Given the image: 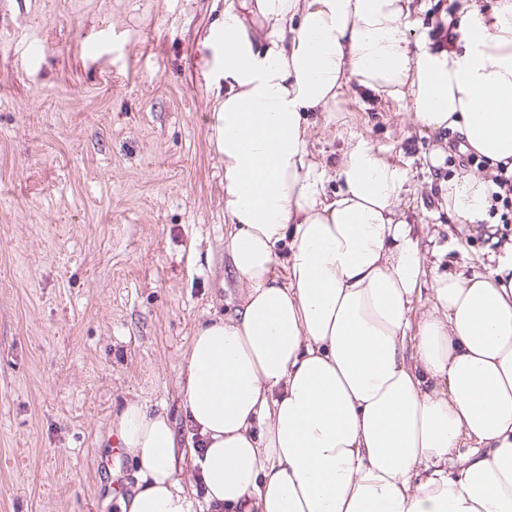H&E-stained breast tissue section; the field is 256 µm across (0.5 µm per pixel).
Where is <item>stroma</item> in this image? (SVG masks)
Masks as SVG:
<instances>
[{
	"instance_id": "obj_1",
	"label": "stroma",
	"mask_w": 512,
	"mask_h": 512,
	"mask_svg": "<svg viewBox=\"0 0 512 512\" xmlns=\"http://www.w3.org/2000/svg\"><path fill=\"white\" fill-rule=\"evenodd\" d=\"M215 0H0V512H114L136 484L112 425L126 402L187 431L197 326L233 315L224 173L200 34ZM331 173L361 137L408 163L401 210L426 253L490 272L503 249L436 202L447 148L409 104L360 85L311 117Z\"/></svg>"
}]
</instances>
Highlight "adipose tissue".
I'll return each instance as SVG.
<instances>
[{
  "label": "adipose tissue",
  "mask_w": 512,
  "mask_h": 512,
  "mask_svg": "<svg viewBox=\"0 0 512 512\" xmlns=\"http://www.w3.org/2000/svg\"><path fill=\"white\" fill-rule=\"evenodd\" d=\"M409 2L223 0L202 48L241 302L185 352L188 455L166 412L119 413L139 476L116 512H512V247L427 268L407 168L357 140L330 194L309 146L354 81L512 162V0H464L448 52L411 47ZM490 188L449 180L440 207L477 224Z\"/></svg>",
  "instance_id": "obj_1"
}]
</instances>
